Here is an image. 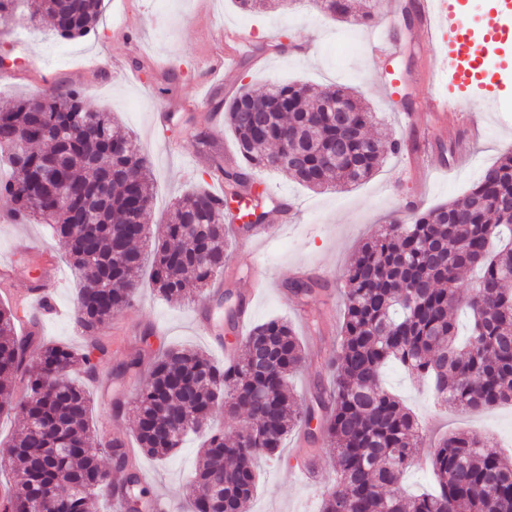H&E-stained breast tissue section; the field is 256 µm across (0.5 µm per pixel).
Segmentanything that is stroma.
I'll return each mask as SVG.
<instances>
[{
	"instance_id": "1",
	"label": "stroma",
	"mask_w": 512,
	"mask_h": 512,
	"mask_svg": "<svg viewBox=\"0 0 512 512\" xmlns=\"http://www.w3.org/2000/svg\"><path fill=\"white\" fill-rule=\"evenodd\" d=\"M417 2L406 0L410 19L392 29L395 54L385 62L373 56L368 44L372 22L334 21L312 0L262 12L242 10L236 0H103L95 31L82 38L57 37L46 20L37 26L22 21L0 33V55L7 58L6 66H0V106L73 89L88 109L111 112L115 122L137 139L150 163L154 201L149 228L155 234L185 192L203 188L222 193V182L210 174L209 154L187 140L183 131L204 133L215 149L234 155V136L219 104L241 88L260 92L274 81L355 88L383 130L399 141H413L422 151L435 146L449 151L448 133L428 124L409 127L405 113L423 111L433 95L452 100L471 152L465 160H448L446 173L415 175L405 153L399 152L386 154L369 180L347 188L312 191L283 172L257 174L269 197L291 199V216L263 244H254L249 233L233 241L224 263V291L235 302L250 304V324L282 317L292 325L306 359L290 385L299 406L307 408L314 405L327 379L324 361L338 349L343 317L339 288L354 253L390 218L407 219L413 199H420L426 209L462 198L486 168L512 151V101L491 107L485 93L452 88L443 50L422 43L417 35ZM228 29L250 32L251 39L239 48L237 69L220 77L213 67L224 57ZM392 71L401 78L400 93L393 97L381 91ZM162 112L169 114V122L155 125ZM11 214L9 199L0 196V263L11 261L18 267L14 281L0 282V305L15 306L39 278L34 264L14 252L18 239H31L48 250L63 271L55 292L62 313L40 319V334L44 341L82 350L84 341L73 314L82 283L70 266L65 244L51 236L45 224L16 223ZM257 267L264 270L268 285L255 293L251 286ZM299 276L321 283L305 302L286 290ZM149 280V274H142L133 305L115 312L98 334L108 352L86 389L92 399L91 424L101 439L133 441V399L146 382L157 350L191 347L206 351L215 362L224 360L223 350L196 329L194 311L209 308L207 295L171 303L150 287ZM137 354L143 357L140 369L124 371V364ZM384 383L417 414L426 434L417 461L404 478L409 492L429 488L428 455L442 436L470 430L486 435L495 446H512L510 404L475 413L440 406L396 367L385 371ZM197 445L196 439H189L162 462L136 452L135 468L149 477L147 495L162 491L186 505ZM322 445L321 437L308 439L292 431L280 459L262 465L250 512H317L322 489L336 475L335 460ZM308 451L315 456L314 485L290 469L291 458Z\"/></svg>"
}]
</instances>
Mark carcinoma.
<instances>
[{
    "mask_svg": "<svg viewBox=\"0 0 512 512\" xmlns=\"http://www.w3.org/2000/svg\"><path fill=\"white\" fill-rule=\"evenodd\" d=\"M323 12L351 21L349 0H318ZM102 0H27V20L51 18L63 39L85 36ZM17 0H0V27L14 23ZM336 101L351 110L354 130L344 157L324 154L343 133L327 115ZM224 121L237 143L238 160H214L224 195L202 189L174 205L154 241L151 283L168 301L202 291L224 271L226 246L254 225L224 223L228 201L251 203L255 222L266 220L267 197L255 192L254 172L274 168L298 183L323 190L370 179L386 152L400 143L367 135L375 117L362 94L344 86L273 84L262 93L243 89L224 104ZM306 153L307 167L280 162L283 149ZM0 155L12 177L0 183L13 214L49 225L64 240L71 266L86 286L75 305L86 349L16 333L17 313L0 307V412L19 410L6 450L12 480L0 488V512H30L48 486L67 488L45 512H97L98 494L111 478L102 468L90 425L91 400L70 374L92 377L106 348L97 333L127 307L138 288L153 195L150 167L135 139L115 126L112 113L86 109L78 94L20 100L0 111ZM62 159L57 180L33 176ZM480 271L468 293L459 275ZM318 282H290L308 298ZM340 351L328 361L333 387L317 395V408L300 411L288 378L304 362L288 321L272 318L250 328L242 354L222 365L186 349L154 359L134 401V436L148 456L163 459L189 431L201 434L192 512H249L258 488V460L279 458L288 434L319 421L326 449L336 457V484L322 493L320 512H512V454L491 449L487 438L457 432L430 453L434 490L398 492L415 462L422 428L401 400L382 385L397 364L427 383L435 398L465 411L512 403V153L488 168L456 201L393 219L354 254L343 274ZM471 316L470 335H458L456 313ZM27 393L15 400L18 376ZM247 415V430L227 435L218 413Z\"/></svg>",
    "mask_w": 512,
    "mask_h": 512,
    "instance_id": "carcinoma-1",
    "label": "carcinoma"
}]
</instances>
